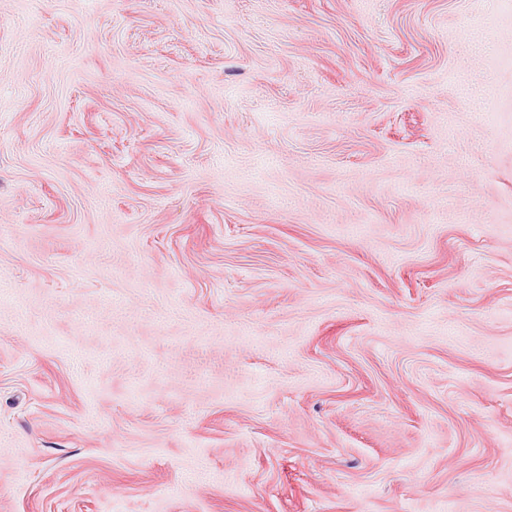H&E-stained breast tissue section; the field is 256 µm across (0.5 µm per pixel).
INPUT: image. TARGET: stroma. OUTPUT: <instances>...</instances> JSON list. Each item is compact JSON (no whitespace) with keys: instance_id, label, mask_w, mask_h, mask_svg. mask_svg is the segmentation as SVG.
Wrapping results in <instances>:
<instances>
[{"instance_id":"35a3bbf8","label":"stroma","mask_w":512,"mask_h":512,"mask_svg":"<svg viewBox=\"0 0 512 512\" xmlns=\"http://www.w3.org/2000/svg\"><path fill=\"white\" fill-rule=\"evenodd\" d=\"M0 512H512V0H0Z\"/></svg>"}]
</instances>
